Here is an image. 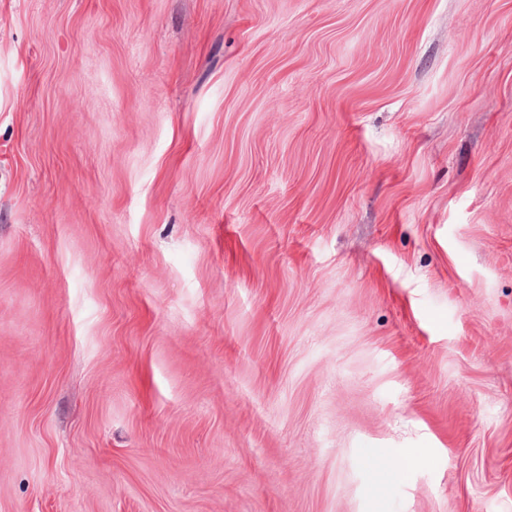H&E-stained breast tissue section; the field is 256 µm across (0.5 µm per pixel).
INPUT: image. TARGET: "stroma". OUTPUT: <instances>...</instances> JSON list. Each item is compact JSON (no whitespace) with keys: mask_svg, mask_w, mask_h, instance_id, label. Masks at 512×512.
Returning a JSON list of instances; mask_svg holds the SVG:
<instances>
[{"mask_svg":"<svg viewBox=\"0 0 512 512\" xmlns=\"http://www.w3.org/2000/svg\"><path fill=\"white\" fill-rule=\"evenodd\" d=\"M0 512H512V0H0Z\"/></svg>","mask_w":512,"mask_h":512,"instance_id":"35a3bbf8","label":"stroma"}]
</instances>
